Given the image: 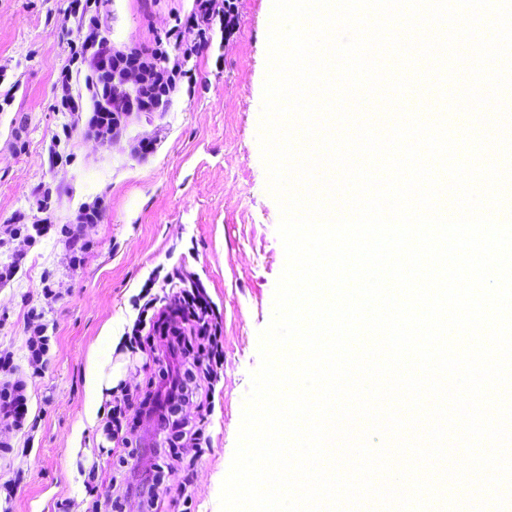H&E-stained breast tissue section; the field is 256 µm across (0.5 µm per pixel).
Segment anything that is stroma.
Returning <instances> with one entry per match:
<instances>
[{"mask_svg":"<svg viewBox=\"0 0 512 512\" xmlns=\"http://www.w3.org/2000/svg\"><path fill=\"white\" fill-rule=\"evenodd\" d=\"M70 0H0V225L22 213L48 220L35 245H0V266L25 257L0 283V352H12L28 380L33 430L0 426V512H86L84 486L95 473L101 494L124 481L129 452L156 445L141 423L114 442L102 422L88 423L89 355L106 326L131 328L146 293L163 297L188 278L224 323V366L212 396L186 407L205 419L210 448L193 467L197 512H220L219 498L237 444L251 374L260 364L259 333L273 315L285 253L281 212L267 186L258 142L267 72V17L273 0H237L238 18L223 39L192 58L191 87L165 112H131L112 139L62 111L55 81L81 39ZM192 0H101L116 46L165 37ZM154 140L150 154L137 146ZM97 204L83 227L92 244L70 270L56 230L79 207ZM42 311L50 352L39 376L24 360L26 316Z\"/></svg>","mask_w":512,"mask_h":512,"instance_id":"35a3bbf8","label":"stroma"}]
</instances>
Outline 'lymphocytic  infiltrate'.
Segmentation results:
<instances>
[{
  "label": "lymphocytic infiltrate",
  "instance_id": "1",
  "mask_svg": "<svg viewBox=\"0 0 512 512\" xmlns=\"http://www.w3.org/2000/svg\"><path fill=\"white\" fill-rule=\"evenodd\" d=\"M71 11L83 32L82 39L71 46L69 68L63 69L55 88L62 105L69 111H82V97L72 88V70H85V85L95 102L109 100L112 117L101 120L91 115L88 124L103 139L120 128L121 119L130 110L123 94H108L104 82L103 62L109 61L115 68L133 72L140 85L138 107L148 112L167 110L173 93L183 79L192 73L185 67L193 56L210 48L215 31H227L232 27L236 13L235 0H193V7L185 25L174 26L166 35L165 42L155 46H143L128 51L113 49L106 35V23L99 11L98 0H70ZM192 30L195 37L185 42L184 30ZM158 324H171L172 336L165 341L164 349L149 346L146 355L161 368L165 380V395L145 394L134 397L124 393L115 396L107 412L109 426L118 428L127 413L156 418L159 437L162 440L177 439L184 454L195 456L202 449L204 433L198 426L182 419L184 406L197 400L204 391V381L213 380L216 369L224 358L223 330L217 316L202 296L194 291L182 290L174 302L157 312ZM197 349L198 357L191 359L189 369L183 375L173 374L168 360L180 353ZM157 463L140 473L136 485L113 487L112 495L98 499L95 485H88L93 512L110 508L111 512H123L124 501L130 493H137L151 512H168L169 495H176L181 512H195V491L189 480L181 474L179 464H162L165 449L154 451Z\"/></svg>",
  "mask_w": 512,
  "mask_h": 512
}]
</instances>
